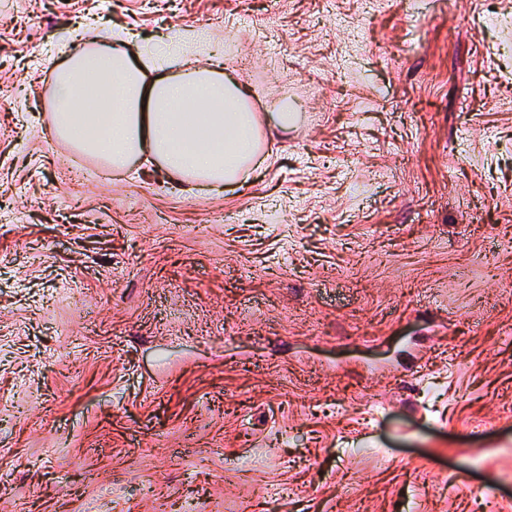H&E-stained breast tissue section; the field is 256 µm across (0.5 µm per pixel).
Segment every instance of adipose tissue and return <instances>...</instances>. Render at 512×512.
Here are the masks:
<instances>
[{
    "label": "adipose tissue",
    "instance_id": "adipose-tissue-1",
    "mask_svg": "<svg viewBox=\"0 0 512 512\" xmlns=\"http://www.w3.org/2000/svg\"><path fill=\"white\" fill-rule=\"evenodd\" d=\"M55 76L56 134L105 148L110 166L148 156L170 177L218 191L258 147L260 114L216 66L174 73L168 62L132 56L126 38L106 30Z\"/></svg>",
    "mask_w": 512,
    "mask_h": 512
}]
</instances>
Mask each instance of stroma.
<instances>
[{
    "label": "stroma",
    "mask_w": 512,
    "mask_h": 512,
    "mask_svg": "<svg viewBox=\"0 0 512 512\" xmlns=\"http://www.w3.org/2000/svg\"><path fill=\"white\" fill-rule=\"evenodd\" d=\"M103 24L219 32L236 183L59 139ZM0 512H512V0H0Z\"/></svg>",
    "instance_id": "35a3bbf8"
}]
</instances>
